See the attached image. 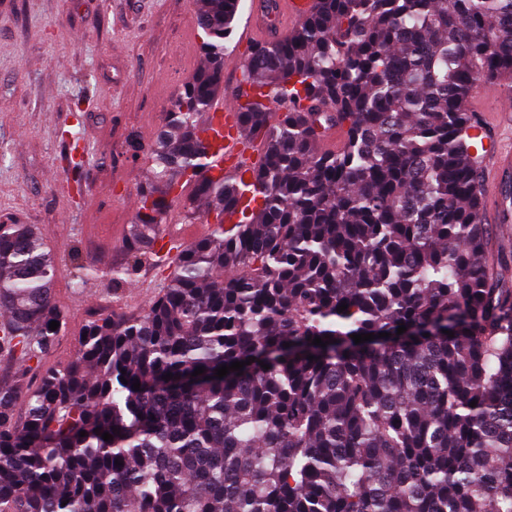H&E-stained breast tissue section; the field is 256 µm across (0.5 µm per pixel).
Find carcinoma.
Here are the masks:
<instances>
[{
	"mask_svg": "<svg viewBox=\"0 0 512 512\" xmlns=\"http://www.w3.org/2000/svg\"><path fill=\"white\" fill-rule=\"evenodd\" d=\"M239 4L197 0L206 64L164 113L133 261L110 271L134 275L192 184L215 229L145 312L98 314L73 361L44 367L67 331L56 258L34 225L0 224V354L18 364L0 512H512V253L484 222L468 134L473 86L512 79V0H316L249 53L263 101L242 121L265 151L249 183L208 173L197 121ZM332 125L344 144L322 152ZM248 189L259 209L224 230Z\"/></svg>",
	"mask_w": 512,
	"mask_h": 512,
	"instance_id": "cac0c4a2",
	"label": "carcinoma"
}]
</instances>
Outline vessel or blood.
<instances>
[{"mask_svg": "<svg viewBox=\"0 0 512 512\" xmlns=\"http://www.w3.org/2000/svg\"><path fill=\"white\" fill-rule=\"evenodd\" d=\"M314 7V0H276L272 11L253 14L240 35L243 44L254 45L283 38ZM244 87H236L231 97L214 101L202 125V139L207 145L214 172L251 180L263 158L260 140L248 138L240 130L239 105L245 100ZM472 111L479 119L478 133L485 149L486 164L480 175L478 192L484 214L491 223L511 224L512 206L499 202V187L512 179V143L504 141L499 129H512V103L497 100L484 107L481 98H474ZM257 204L252 193L240 194L224 213L225 224L245 223Z\"/></svg>", "mask_w": 512, "mask_h": 512, "instance_id": "obj_1", "label": "vessel or blood"}]
</instances>
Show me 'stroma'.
<instances>
[{"instance_id":"1","label":"stroma","mask_w":512,"mask_h":512,"mask_svg":"<svg viewBox=\"0 0 512 512\" xmlns=\"http://www.w3.org/2000/svg\"><path fill=\"white\" fill-rule=\"evenodd\" d=\"M203 39L192 0H0V222L41 230L68 318L46 366L75 358L96 314L143 312L160 291L168 269L149 255L130 281L110 276L130 260L127 232L150 177L125 140L134 132L152 145ZM78 262L95 270L80 288Z\"/></svg>"}]
</instances>
